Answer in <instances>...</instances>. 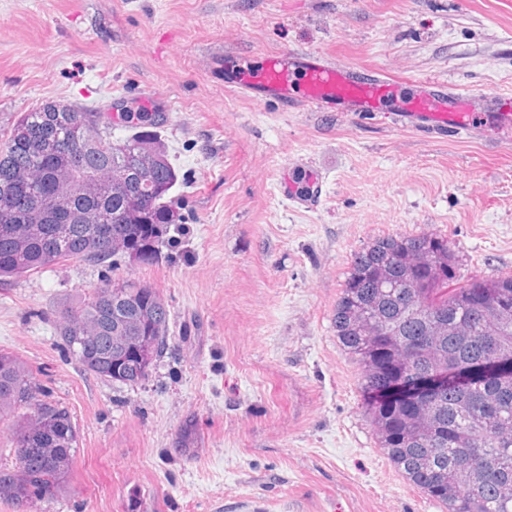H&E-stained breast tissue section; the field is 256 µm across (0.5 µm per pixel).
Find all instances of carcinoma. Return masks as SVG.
I'll return each instance as SVG.
<instances>
[{"label":"carcinoma","mask_w":512,"mask_h":512,"mask_svg":"<svg viewBox=\"0 0 512 512\" xmlns=\"http://www.w3.org/2000/svg\"><path fill=\"white\" fill-rule=\"evenodd\" d=\"M162 119L125 113L129 135L112 141V113L47 101L0 139V279L67 261L143 262L179 223L177 173L153 131ZM68 205L58 227L46 207ZM455 256L442 236L389 235L356 255L336 302L340 344L363 365L362 391L378 445L412 484L447 512H512V275L453 287ZM58 336L87 374L125 385L169 350L170 311L160 293L109 281L56 311ZM78 336L97 337L77 353ZM128 336L117 357L114 341ZM455 371L431 398L441 370ZM0 429L11 467L0 499L16 512L51 504L69 483L77 432L68 408L33 371L0 351Z\"/></svg>","instance_id":"obj_1"}]
</instances>
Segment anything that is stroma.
Returning a JSON list of instances; mask_svg holds the SVG:
<instances>
[{
  "label": "stroma",
  "instance_id": "stroma-1",
  "mask_svg": "<svg viewBox=\"0 0 512 512\" xmlns=\"http://www.w3.org/2000/svg\"><path fill=\"white\" fill-rule=\"evenodd\" d=\"M277 50L512 90V0H0V133L45 101L168 105L181 217L153 259L0 282V350L78 430L69 484L31 512H447L379 447L336 301L356 254L388 235L447 238L462 285L512 274V147L480 122L434 139L381 113L257 105L214 67ZM312 167L323 192L305 209L280 177ZM117 278L170 308V348L134 386L83 372L55 323Z\"/></svg>",
  "mask_w": 512,
  "mask_h": 512
}]
</instances>
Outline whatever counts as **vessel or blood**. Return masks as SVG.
Masks as SVG:
<instances>
[{
    "instance_id": "obj_1",
    "label": "vessel or blood",
    "mask_w": 512,
    "mask_h": 512,
    "mask_svg": "<svg viewBox=\"0 0 512 512\" xmlns=\"http://www.w3.org/2000/svg\"><path fill=\"white\" fill-rule=\"evenodd\" d=\"M224 71L227 87L241 91L253 103L273 99L283 107L309 106L338 108L345 112H377L390 101H397L405 125L419 131L452 128L466 131L473 123V97L469 90L448 89L447 85L429 80L410 84L409 96L398 94V87L378 68H358L326 62L318 55L280 51L267 54L252 65L241 58L225 54ZM491 110L485 119L498 139L512 141V91L489 90L485 93ZM322 179L306 171L303 181L282 176L284 195L308 207L322 193Z\"/></svg>"
}]
</instances>
